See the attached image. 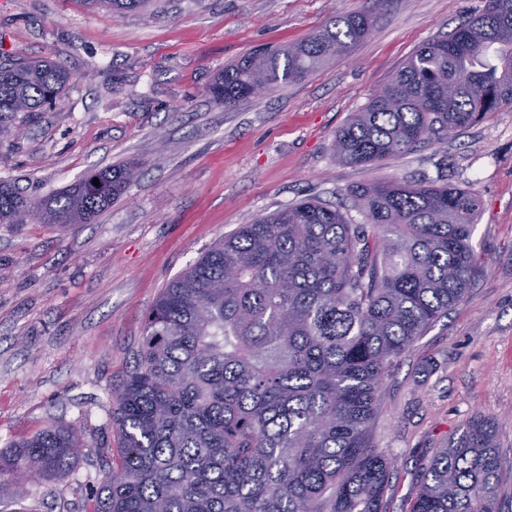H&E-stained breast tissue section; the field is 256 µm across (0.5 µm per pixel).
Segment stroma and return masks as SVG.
Returning <instances> with one entry per match:
<instances>
[{"mask_svg":"<svg viewBox=\"0 0 512 512\" xmlns=\"http://www.w3.org/2000/svg\"><path fill=\"white\" fill-rule=\"evenodd\" d=\"M361 0H149L108 15L83 0H0V53L72 75L50 108L0 138V179L35 201L130 160L139 175L93 224H0V449L46 426L86 445L63 478L31 480L28 512H88L116 447L112 391L168 283L224 236L304 198L352 223L349 187L445 180L481 201L483 270L384 381L371 438L395 461L387 512L474 414L493 418L512 512V106L437 143L361 167L333 137L423 43L484 0H390L370 33L305 81L226 107L208 87L250 52L304 40Z\"/></svg>","mask_w":512,"mask_h":512,"instance_id":"stroma-1","label":"stroma"}]
</instances>
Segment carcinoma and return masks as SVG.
<instances>
[{
  "label": "carcinoma",
  "instance_id": "1",
  "mask_svg": "<svg viewBox=\"0 0 512 512\" xmlns=\"http://www.w3.org/2000/svg\"><path fill=\"white\" fill-rule=\"evenodd\" d=\"M110 14L145 0H84ZM384 0L334 17L309 39L253 53L209 87L226 106L303 81L349 53ZM62 65L0 58V134L71 81ZM337 130L351 167L438 142L512 105V0H485L419 46ZM137 172L92 171L47 200L0 180V224H91ZM99 185H93V179ZM351 196L375 233L305 199L244 224L158 296L134 364L112 391L117 455L92 512H386L394 462L370 428L401 356L481 268L480 200L446 182L361 184ZM83 442L57 426L0 450V472L67 475ZM495 423L474 414L432 457L410 512H502Z\"/></svg>",
  "mask_w": 512,
  "mask_h": 512
}]
</instances>
